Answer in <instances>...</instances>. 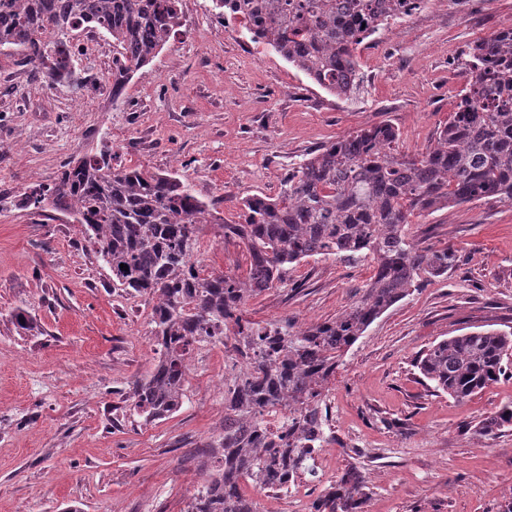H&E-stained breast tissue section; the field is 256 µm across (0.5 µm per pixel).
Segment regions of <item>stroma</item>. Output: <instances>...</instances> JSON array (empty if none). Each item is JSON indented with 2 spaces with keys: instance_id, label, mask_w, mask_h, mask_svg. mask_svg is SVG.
Segmentation results:
<instances>
[{
  "instance_id": "1",
  "label": "stroma",
  "mask_w": 512,
  "mask_h": 512,
  "mask_svg": "<svg viewBox=\"0 0 512 512\" xmlns=\"http://www.w3.org/2000/svg\"><path fill=\"white\" fill-rule=\"evenodd\" d=\"M180 32L113 107L112 40L76 57L79 87L51 85L0 50V512H187L224 436L225 353L205 345L181 406L148 421L133 391L153 369L147 297L116 288L72 216L22 198L70 159L171 173L237 222L241 197L277 196L290 168L356 130L390 124L397 152L424 151L462 97L457 66L474 42L512 25V0H428L356 50L347 98L253 43L211 0H181ZM425 248L452 245L455 266L424 279L378 317L324 388L337 437L282 492L248 488L260 512H310L349 468L362 475L359 512H503L512 502V429L474 427L512 403L501 378L459 403L414 364L437 342L473 330L512 332V204L492 198L412 217ZM205 272L246 276L238 239L203 226ZM370 264L314 256L250 297L247 317L306 327L336 319L361 295ZM25 312V331L14 320Z\"/></svg>"
}]
</instances>
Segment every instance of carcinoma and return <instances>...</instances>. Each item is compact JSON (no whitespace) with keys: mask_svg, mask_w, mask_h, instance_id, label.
I'll list each match as a JSON object with an SVG mask.
<instances>
[{"mask_svg":"<svg viewBox=\"0 0 512 512\" xmlns=\"http://www.w3.org/2000/svg\"><path fill=\"white\" fill-rule=\"evenodd\" d=\"M427 0H212L218 15L243 22L255 43L271 47L338 97L358 87L357 47L382 26ZM92 26L112 38V102L180 27V0H0V48L51 82H74L77 37ZM459 108L435 141L414 155L394 152L396 130H360L288 171L275 197L241 199L240 221L224 223L212 205L172 174L114 167L107 153L73 159L53 185L25 196L38 212L72 215L112 272L117 288L152 303L157 359L138 383L134 408L154 421L182 400L195 346L230 337L224 369L222 458L188 512H260L241 479L281 490L310 470L309 442L329 441L323 386L347 351L422 275L448 272L456 250H427L408 237L416 213L493 197L512 203V30L481 39L461 62ZM236 237L251 258L246 276L205 274L193 260L200 226ZM335 256L373 263L363 293L333 321L259 327L246 301L283 281L288 266ZM128 266L123 270L120 265ZM416 367L437 392L464 401L512 376V333L472 331L431 346ZM281 416L273 430L263 415ZM512 429V405L474 426L487 438ZM364 484L357 468L339 477L316 512H358Z\"/></svg>","mask_w":512,"mask_h":512,"instance_id":"cac0c4a2","label":"carcinoma"}]
</instances>
